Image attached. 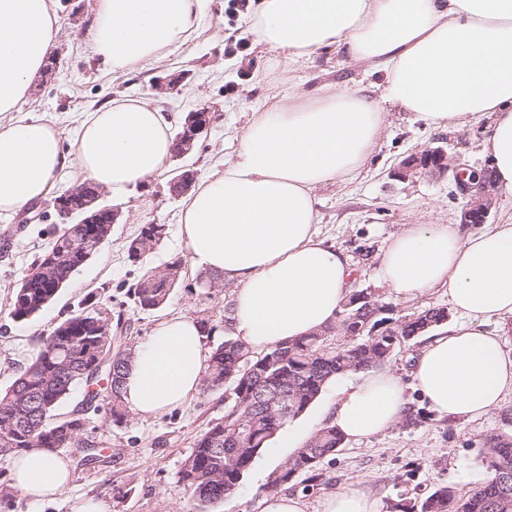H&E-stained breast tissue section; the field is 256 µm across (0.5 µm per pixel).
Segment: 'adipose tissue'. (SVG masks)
<instances>
[{
    "label": "adipose tissue",
    "mask_w": 512,
    "mask_h": 512,
    "mask_svg": "<svg viewBox=\"0 0 512 512\" xmlns=\"http://www.w3.org/2000/svg\"><path fill=\"white\" fill-rule=\"evenodd\" d=\"M206 0H94L93 53L128 73L189 41ZM258 44L284 66L331 48L383 77L378 95L325 83L255 109L233 159L202 177L183 202L179 237L195 269L223 276L234 312L226 327L261 352L333 324L354 270L316 231V190L354 179L376 146L386 105L426 125L488 119L483 153L512 189V0H257ZM60 36L54 0H0V215L59 195L60 175L122 200L163 174L175 119L151 100L122 96L88 113L72 147L53 124L20 118L34 77ZM379 281L409 300L444 288L460 322L430 331L412 366L415 387L442 416L475 420L512 392V353L485 328L512 317V224L467 233L454 224L407 225L384 251ZM210 350L197 320L164 319L137 343L123 400L139 417L201 392ZM408 406L397 374L361 372L326 412L346 439L386 433ZM70 461L32 448L15 457L14 487L30 500L63 495ZM361 489L328 493L318 512H381Z\"/></svg>",
    "instance_id": "adipose-tissue-1"
}]
</instances>
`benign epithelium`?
Returning <instances> with one entry per match:
<instances>
[{"label": "benign epithelium", "mask_w": 512, "mask_h": 512, "mask_svg": "<svg viewBox=\"0 0 512 512\" xmlns=\"http://www.w3.org/2000/svg\"><path fill=\"white\" fill-rule=\"evenodd\" d=\"M209 125V108L198 107L189 111L186 115L184 130L177 132L175 136V158L182 159L189 155L196 136L206 130ZM176 172L177 175L170 180L169 187L171 194L181 196L190 190L194 182V172L182 167L176 169ZM449 172L453 174L459 187L469 193V200L461 211L460 223L465 226L487 223L499 190L496 181L485 172L477 183L472 185L466 182V168L458 158L448 154L443 148L429 147L420 154L409 157L400 166L397 175L403 179H409L425 173L443 175ZM68 194L83 199L84 205L78 211L63 213V217H74L79 224H94L97 222L98 213L103 210L109 215V223H117L120 217L118 210L110 206L98 205L103 196V189L97 188L89 194L85 186L76 185L68 191Z\"/></svg>", "instance_id": "obj_1"}]
</instances>
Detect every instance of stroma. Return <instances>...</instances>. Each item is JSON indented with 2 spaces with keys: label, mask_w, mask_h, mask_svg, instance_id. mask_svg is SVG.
Instances as JSON below:
<instances>
[{
  "label": "stroma",
  "mask_w": 512,
  "mask_h": 512,
  "mask_svg": "<svg viewBox=\"0 0 512 512\" xmlns=\"http://www.w3.org/2000/svg\"><path fill=\"white\" fill-rule=\"evenodd\" d=\"M94 0H55L61 23L56 51L61 57L58 73L37 85L25 106L27 115L53 123L64 145H71L81 119L107 105L113 97L150 98L168 112L185 117L191 109L208 106L215 119L201 133L192 153L185 157L197 176L211 172L233 158L253 109L270 103L272 95L314 92L326 82L340 88L366 83L364 69L343 52L327 50L316 60L283 71L274 55L257 46L243 13L231 12L228 0H210L200 29L187 43L167 57L141 69L115 75L94 57L86 32L94 23ZM182 75V91L160 94L156 82ZM485 122L463 127L433 129L400 107L386 109L381 137L352 181L319 186L320 200L315 230L325 243L340 249L356 270L353 290L378 295L393 318L430 306L447 307L448 292L438 288L411 301L397 299L377 278L380 255L391 239L408 224H456L468 200L451 178L422 175L396 177L402 161L428 147H443L467 169L488 167L482 153ZM168 175L139 186L126 199L113 201L104 194V205L121 213L102 250L81 266L56 299L34 319L14 320L10 314L13 292L48 248L64 223L41 201L25 214L0 216V389L8 387L36 350L42 336L77 311L88 293L106 291L113 318L121 320L130 349L149 336L167 315L184 313L207 320L208 346L224 339V321L233 309L227 285L205 287L206 272L183 265L181 279L167 304L143 312L127 296V287L143 266L165 267L182 258L178 224L180 198L171 196ZM146 224H161L165 234L145 264L131 262L127 244ZM412 409L423 416L412 424H397L389 432L359 442H344L335 457L320 464L321 480L305 485L294 480L285 493L303 499L307 512H316L322 498L339 489H363L380 499L383 512H400L409 501L440 486L465 496L488 474L482 464L483 439L492 433L512 434V393L488 416L461 421L432 411L420 392L407 388ZM224 415V393H200L189 405L154 418L128 413L121 424L109 415L90 416L85 433L101 446L106 461L99 467L72 468L68 491L51 501L17 498L18 512H73L81 500L104 504L106 512H190L192 507L178 472L192 453L194 443L210 422ZM279 460L259 455L245 472L238 490L217 503L213 512H260L264 488L279 469Z\"/></svg>",
  "instance_id": "obj_1"
}]
</instances>
